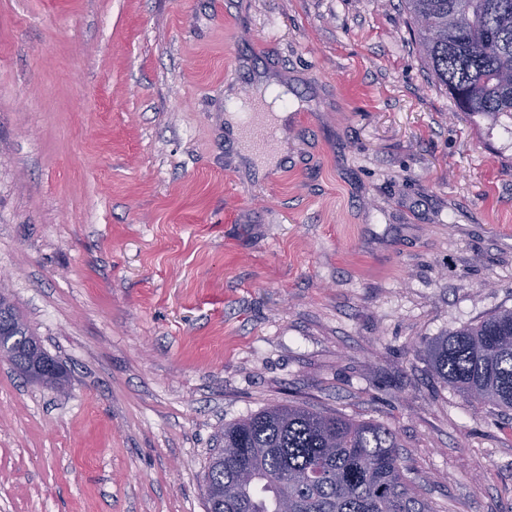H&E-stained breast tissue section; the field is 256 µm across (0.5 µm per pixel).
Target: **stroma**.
Instances as JSON below:
<instances>
[{"label": "stroma", "mask_w": 512, "mask_h": 512, "mask_svg": "<svg viewBox=\"0 0 512 512\" xmlns=\"http://www.w3.org/2000/svg\"><path fill=\"white\" fill-rule=\"evenodd\" d=\"M288 84L269 169L225 92ZM0 512H207L225 423L395 429L435 512H512V411L428 344L512 308V119L454 114L401 0H0ZM0 326L1 329L5 328V336L0 335L1 358H6L20 374L31 380L38 381L37 376L33 372L31 360L26 352L28 345L36 343L38 347V361H41L43 357H50L42 350L40 344L29 332L25 322L14 306L2 293H0ZM52 360L58 368L57 387H62L65 383L64 372L61 366L54 359Z\"/></svg>", "instance_id": "stroma-1"}]
</instances>
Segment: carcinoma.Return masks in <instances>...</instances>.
Wrapping results in <instances>:
<instances>
[{
    "mask_svg": "<svg viewBox=\"0 0 512 512\" xmlns=\"http://www.w3.org/2000/svg\"><path fill=\"white\" fill-rule=\"evenodd\" d=\"M453 112L512 118V0H401ZM0 355L37 380L36 342L0 293ZM435 375L473 407L512 411V308L433 341ZM204 476L208 512H432L389 426L279 405L227 423Z\"/></svg>",
    "mask_w": 512,
    "mask_h": 512,
    "instance_id": "1",
    "label": "carcinoma"
}]
</instances>
